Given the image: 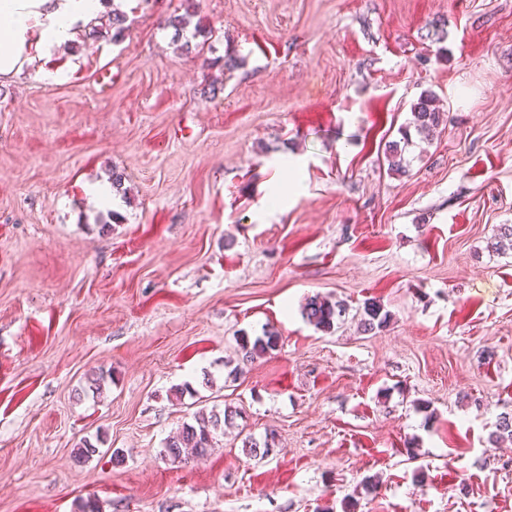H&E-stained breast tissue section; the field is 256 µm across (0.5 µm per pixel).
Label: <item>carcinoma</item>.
<instances>
[{"label": "carcinoma", "mask_w": 512, "mask_h": 512, "mask_svg": "<svg viewBox=\"0 0 512 512\" xmlns=\"http://www.w3.org/2000/svg\"><path fill=\"white\" fill-rule=\"evenodd\" d=\"M129 29L127 16L124 12L114 8L112 16L109 17L108 27L101 29L94 28L90 36L94 38H109L116 42L123 38ZM435 97L432 93L426 92L421 95L417 102L411 106L412 125L399 128L401 140L391 141L385 148V159L388 170L392 172H404L407 163L404 158L405 147L412 142L410 129H415L417 134L425 141H431L442 132L445 113L439 111L433 102ZM487 248L495 253L504 254L512 251V225L499 224L495 226L491 236L487 240ZM345 310L339 304H332L317 297L311 298L306 304V316L315 326L323 329L333 327L334 320L342 317ZM390 320V314L384 311L374 302H368L363 309L361 325L367 332L385 326ZM276 334L272 331L264 332L261 337L249 341L247 336L241 337L242 359L248 361L267 349L274 347ZM239 415L237 410H225L223 412L212 411L208 414H201L194 417V422L184 423L178 432L166 438L164 443V456L173 463H185L191 458H199L207 455L208 451L215 447L218 442V435L224 433V425L232 423V420ZM275 436L265 435L263 441L259 442L253 437L245 441L246 451L257 456H266L271 448L275 447Z\"/></svg>", "instance_id": "carcinoma-1"}]
</instances>
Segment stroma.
<instances>
[{"mask_svg": "<svg viewBox=\"0 0 512 512\" xmlns=\"http://www.w3.org/2000/svg\"><path fill=\"white\" fill-rule=\"evenodd\" d=\"M182 2L0 76V512H512V0H195L187 53ZM427 91L448 124L390 172ZM124 180L123 174L117 171H112V185L108 183H98L91 188V194L98 202L107 207L112 208L114 206L115 195L112 192V188L121 189L122 182ZM487 248L498 254L512 251V225H496L487 240ZM305 309L308 320L323 329H331L336 317L341 318L345 314L340 304H332L318 297L311 298ZM390 320V314L374 302H368L363 309L361 325L363 331L371 332L385 326ZM276 341V334L272 331H265L262 337H256L252 346L248 336L241 337V351L243 360H251L257 352H263L266 349L274 347ZM239 413L226 408L222 414L212 410L210 414L195 416L194 423H183L175 435L166 438L164 457L174 463H185L207 455L218 444V433L224 434V425L232 424Z\"/></svg>", "mask_w": 512, "mask_h": 512, "instance_id": "obj_1", "label": "stroma"}]
</instances>
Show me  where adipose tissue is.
Here are the masks:
<instances>
[{"mask_svg":"<svg viewBox=\"0 0 512 512\" xmlns=\"http://www.w3.org/2000/svg\"><path fill=\"white\" fill-rule=\"evenodd\" d=\"M104 9L103 0H0V75L20 72L31 51L70 46Z\"/></svg>","mask_w":512,"mask_h":512,"instance_id":"ef3b65f1","label":"adipose tissue"}]
</instances>
